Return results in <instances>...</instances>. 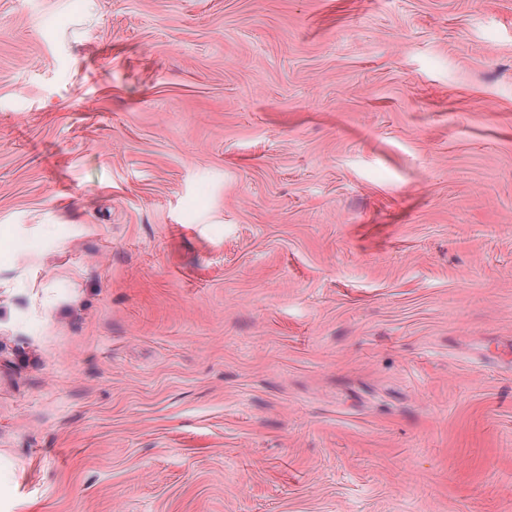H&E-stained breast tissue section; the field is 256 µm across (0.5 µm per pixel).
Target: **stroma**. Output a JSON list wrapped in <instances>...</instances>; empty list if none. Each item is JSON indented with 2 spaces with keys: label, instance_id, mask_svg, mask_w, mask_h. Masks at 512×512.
<instances>
[{
  "label": "stroma",
  "instance_id": "1",
  "mask_svg": "<svg viewBox=\"0 0 512 512\" xmlns=\"http://www.w3.org/2000/svg\"><path fill=\"white\" fill-rule=\"evenodd\" d=\"M0 512H512V0H0Z\"/></svg>",
  "mask_w": 512,
  "mask_h": 512
}]
</instances>
